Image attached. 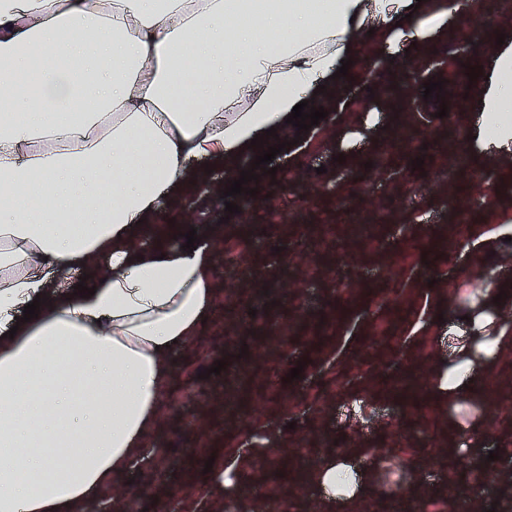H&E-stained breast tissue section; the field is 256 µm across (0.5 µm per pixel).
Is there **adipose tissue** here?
<instances>
[{"label": "adipose tissue", "mask_w": 512, "mask_h": 512, "mask_svg": "<svg viewBox=\"0 0 512 512\" xmlns=\"http://www.w3.org/2000/svg\"><path fill=\"white\" fill-rule=\"evenodd\" d=\"M458 0H0V512H86L146 447L167 355L214 311L213 252L161 234L206 167L357 59L368 30L418 49ZM475 136L512 152V40L495 50ZM106 258L100 268L97 258ZM90 297L74 292L78 283ZM37 318L23 321L35 297Z\"/></svg>", "instance_id": "adipose-tissue-1"}]
</instances>
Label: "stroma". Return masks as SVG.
I'll return each mask as SVG.
<instances>
[{"label":"stroma","instance_id":"stroma-1","mask_svg":"<svg viewBox=\"0 0 512 512\" xmlns=\"http://www.w3.org/2000/svg\"><path fill=\"white\" fill-rule=\"evenodd\" d=\"M482 2L464 22L466 36L421 56L365 43L334 87L349 97L348 111L333 124L281 131L277 172L257 181L261 200L236 196L240 211L230 215L221 200L184 213L159 198L161 223L183 233L220 224L225 237L246 243L243 263L255 275L243 288L229 261L218 263L222 305L203 336L169 352L175 378L148 445L97 499L101 512L117 493L132 512H200L256 491L285 500L303 483V461L331 459L364 512H408L451 483L470 489V507L512 512V485L493 483L512 456V154L476 148V98L441 67L486 65L498 34L512 33L501 0ZM420 66L443 78L441 97H425L414 77ZM385 87L423 100L427 119L386 112L376 96ZM457 147L467 165L452 172L446 153ZM379 148L390 151L389 169L367 166ZM354 213L371 224V239L351 232ZM283 321L297 324L285 346L274 333ZM233 357L253 383L238 408L253 411L279 447L238 468L225 487L212 473L245 449L247 434L222 411L224 378L211 368ZM471 358L485 360L497 405L485 403L483 385L465 399L449 389ZM295 367L302 373L292 381ZM409 368L430 379L424 406L386 389ZM399 444L411 448V464L395 468L368 454ZM489 452L496 460H486Z\"/></svg>","mask_w":512,"mask_h":512}]
</instances>
